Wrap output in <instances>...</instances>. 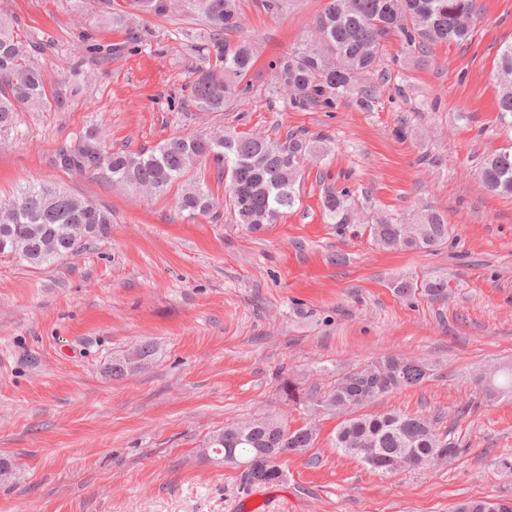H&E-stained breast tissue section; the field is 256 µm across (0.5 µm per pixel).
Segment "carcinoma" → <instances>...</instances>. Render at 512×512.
I'll return each mask as SVG.
<instances>
[{
    "label": "carcinoma",
    "instance_id": "1",
    "mask_svg": "<svg viewBox=\"0 0 512 512\" xmlns=\"http://www.w3.org/2000/svg\"><path fill=\"white\" fill-rule=\"evenodd\" d=\"M191 2L204 16L208 32L196 41L203 65L188 84L189 100L202 112H222L244 91L241 82L254 66V47L247 40L224 38V32L239 27L238 0ZM476 15V0H326L311 35L271 63L272 94L296 111L320 107L331 112L344 101L370 111L378 102V87L367 77L381 66L385 38L395 33L406 48L420 51L436 44H461L469 40ZM498 77L499 120L512 129V45L501 52ZM65 102L63 93H48L43 70L33 61L31 40L0 21V134L16 128L18 113L24 110L52 105L61 110ZM312 154L308 144L294 137L281 141L231 130L191 133L149 153L114 151L91 129L60 146L54 164L155 196L177 186L181 193L176 209L192 217L215 214L219 208L207 185L191 177L195 164L209 160L227 181L236 223L259 230L296 205L298 174ZM479 174L489 191L512 196V150L487 158ZM353 196L348 187L327 189L322 198L326 218L333 224L347 223ZM111 229L109 209L56 186H25L0 202L3 252L34 267L71 256L87 243L107 237ZM372 234L385 249L428 252L448 241L449 225L441 213L424 208L404 221L382 218L372 225ZM418 290L431 300L441 299L447 279L437 276L418 289L410 282L397 286L403 296ZM426 377L427 369L418 361L386 356L348 374L318 407L345 412ZM315 439L311 424L292 429L277 418L264 417L214 432L204 454L226 466L245 467L242 477L250 486L271 485L284 480L285 458L305 453ZM334 448L359 459L374 453L371 467L382 473L429 466L440 456L452 458L463 452L426 417L399 412L343 420ZM487 510V501L476 498L453 506V512Z\"/></svg>",
    "mask_w": 512,
    "mask_h": 512
}]
</instances>
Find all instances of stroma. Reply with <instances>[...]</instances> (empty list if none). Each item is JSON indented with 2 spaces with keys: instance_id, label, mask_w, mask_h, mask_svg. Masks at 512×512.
Here are the masks:
<instances>
[{
  "instance_id": "1",
  "label": "stroma",
  "mask_w": 512,
  "mask_h": 512,
  "mask_svg": "<svg viewBox=\"0 0 512 512\" xmlns=\"http://www.w3.org/2000/svg\"><path fill=\"white\" fill-rule=\"evenodd\" d=\"M131 0H0V18L42 42L36 60L66 107L23 112L0 144V199L54 184L112 212L108 238L32 268L0 255V512H450L466 498L512 500V391L476 385L512 368V196L490 193L481 162L512 144L499 121L498 57L512 44V0H478L464 44L423 55L384 43L372 110L298 112L269 98L272 61L310 35L325 0H238L257 62L249 92L201 112L186 85L206 33L180 6L145 14ZM102 52L83 58L82 38ZM95 128L114 150H152L229 128L305 140L300 202L251 232L179 216L174 193L151 196L63 171L56 150ZM352 187L346 224L325 217L327 187ZM448 218L447 243L385 249L370 226L423 207ZM448 277V296L403 297L405 280ZM149 342L154 355L121 378L112 359ZM425 364L421 384L363 406L437 420L454 461L384 474L333 446L341 415L315 411L343 376L381 357ZM297 387L288 401L283 379ZM263 416L315 422L312 448L285 461V480L248 488L240 469L204 454L224 424Z\"/></svg>"
}]
</instances>
